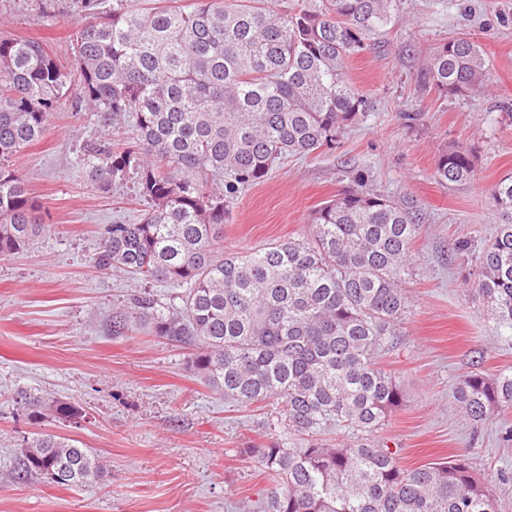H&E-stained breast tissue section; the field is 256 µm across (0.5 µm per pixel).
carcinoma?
<instances>
[{"mask_svg": "<svg viewBox=\"0 0 512 512\" xmlns=\"http://www.w3.org/2000/svg\"><path fill=\"white\" fill-rule=\"evenodd\" d=\"M395 0H297L276 11L258 0H194L190 9H105L81 0L75 39L81 98L96 124L127 119L130 146L88 140L80 164L102 191L133 172L148 204L140 222L102 231L98 266L175 289L112 316L192 348L188 369L240 405L280 402L271 425L288 437L241 449L267 473L257 512H498L487 485L461 459L415 468L372 435L404 402L401 384L377 367L409 310L403 288L422 230L404 198L355 187L315 208L311 232L256 251L220 250L229 205L269 177L280 160L336 141L366 117L348 60L394 20ZM429 81L445 94L474 93L487 78L477 41L434 49ZM67 76L36 41L0 38V255L25 249L48 228L11 158L42 139ZM475 163L458 146L435 177L468 182ZM496 233L477 256L475 288L498 324L512 330V178L491 191ZM457 406L481 421L512 410V370L455 387ZM33 419L81 417L74 403L18 393ZM350 435L330 448L329 428ZM102 465L89 448L54 434L26 440L16 479L45 476L76 487Z\"/></svg>", "mask_w": 512, "mask_h": 512, "instance_id": "carcinoma-1", "label": "carcinoma"}]
</instances>
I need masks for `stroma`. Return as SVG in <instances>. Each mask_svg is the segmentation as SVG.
I'll list each match as a JSON object with an SVG mask.
<instances>
[{"label": "stroma", "mask_w": 512, "mask_h": 512, "mask_svg": "<svg viewBox=\"0 0 512 512\" xmlns=\"http://www.w3.org/2000/svg\"><path fill=\"white\" fill-rule=\"evenodd\" d=\"M396 20L378 43L348 61L367 116L334 145L282 160L242 191L224 224V249L245 252L303 236L321 203L363 173L370 188L412 200L424 217L405 287L411 313L395 348L378 359L405 392L375 439L414 468L464 456L512 512V412L476 422L455 408L457 383L512 367V331L488 315L473 285L471 256L496 222L490 192L512 176V0H396ZM81 0H0V37L40 42L69 90L40 141L13 157L51 233L0 256V512H248L267 486L243 449L272 436L275 402L225 401L189 371V351L142 330L111 332L112 313L135 295L165 299L167 284L99 270L108 224H133L147 207L133 179L103 191L79 150L97 125L78 100L73 36ZM457 36L481 43L482 92L443 95L427 78L434 48ZM462 146L473 179L445 186L435 160ZM467 250H458L459 242ZM31 390L73 402L82 419L32 420L13 397ZM46 432L92 449L103 473L72 488L14 478L24 439Z\"/></svg>", "instance_id": "35a3bbf8"}]
</instances>
